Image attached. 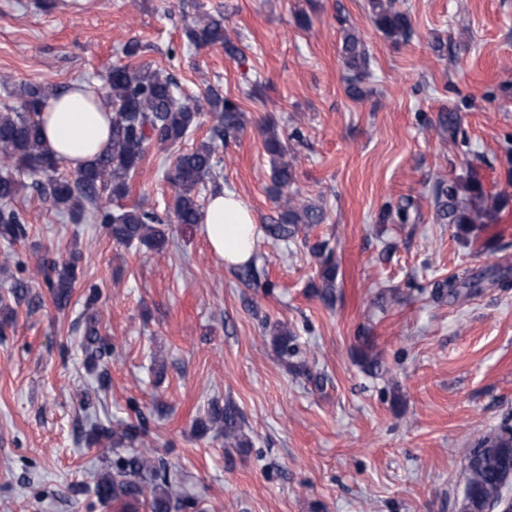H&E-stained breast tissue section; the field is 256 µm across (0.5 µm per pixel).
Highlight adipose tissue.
I'll list each match as a JSON object with an SVG mask.
<instances>
[{"instance_id": "adipose-tissue-1", "label": "adipose tissue", "mask_w": 512, "mask_h": 512, "mask_svg": "<svg viewBox=\"0 0 512 512\" xmlns=\"http://www.w3.org/2000/svg\"><path fill=\"white\" fill-rule=\"evenodd\" d=\"M45 151L77 171L106 151L112 139V111L105 101L90 102L84 84L61 93L41 115ZM203 229L212 251L226 265L247 263L260 235L247 205L232 192L212 195L203 217Z\"/></svg>"}]
</instances>
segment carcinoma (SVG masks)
Instances as JSON below:
<instances>
[{
	"label": "carcinoma",
	"instance_id": "cac0c4a2",
	"mask_svg": "<svg viewBox=\"0 0 512 512\" xmlns=\"http://www.w3.org/2000/svg\"><path fill=\"white\" fill-rule=\"evenodd\" d=\"M374 22L389 39H407L411 22L407 13L395 8V0H369ZM187 38L199 46L222 44L228 55L238 54V48L226 39L224 20L210 19L204 26L191 28ZM346 65L353 76L348 92L353 97L362 95L359 87L368 67L369 56L363 42L353 33H346L343 42ZM177 83L171 76H162L149 66L117 65L112 67L106 84L94 90L113 108L112 141L110 147L93 163L72 176L59 173L62 161L47 154L43 148V128L40 112L55 98L48 86L24 85L18 90L20 104L0 111V201L14 199L25 188L17 178L20 172L41 176L39 184L45 200L59 211H66L73 221L80 220L86 207H91L100 224L111 227L112 238L124 245L138 242L147 247H159L166 241L161 218L141 206L110 207L109 199L121 198L129 191V181L145 159L150 144L170 147L186 137L202 113L210 112L216 121L213 140L177 155L169 179L177 187L173 211L181 224H197L202 219L198 188L205 181L219 178L216 140H224L242 126L243 112L239 105L213 88L202 99L183 98L176 94ZM265 147L272 158V179L279 189L287 190L279 218L266 225L268 235L279 241H288L298 233L300 224H320L324 212L305 203L302 192L294 187L290 166L283 161L288 146L272 126L264 128ZM437 218L458 224L470 233L479 225L492 222L496 205L488 204L483 185L473 174L453 181L440 180L434 190ZM27 235L23 216L9 207L0 208V237L7 242L20 241ZM328 243L313 247L322 258V287L319 295L325 302L335 297L336 266L324 256ZM80 256L71 253L60 263L48 259L42 267L45 284L58 308L66 307L71 298ZM483 288V278L466 269L435 286L436 298L470 296ZM274 347L285 354L291 350V336L282 326L272 331ZM85 365L98 371L101 389L110 383L105 358L112 353V345L102 339L95 317L85 316L81 343ZM208 422L224 430V442L240 444L239 414L228 403L211 404ZM142 425L126 424L113 429L102 423H93L85 435L94 443L109 441L114 445L127 443L133 449L118 455L106 468L95 475L93 494L103 505L118 504L124 512H138L143 506L148 512H186L196 503L181 495L176 478L170 476L166 463L153 458L145 449L134 447ZM464 493L475 504L498 503L512 493V425L505 424L491 432L470 448L466 464Z\"/></svg>",
	"mask_w": 512,
	"mask_h": 512
}]
</instances>
